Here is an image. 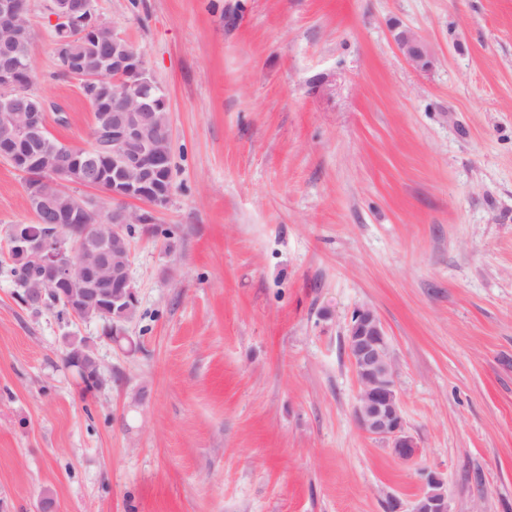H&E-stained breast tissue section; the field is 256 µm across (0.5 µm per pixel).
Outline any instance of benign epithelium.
<instances>
[{"mask_svg":"<svg viewBox=\"0 0 512 512\" xmlns=\"http://www.w3.org/2000/svg\"><path fill=\"white\" fill-rule=\"evenodd\" d=\"M28 0H0V114L11 131L10 144L0 149L18 169L36 167L39 176L29 193L32 209L38 210L54 227L48 240L30 241L19 234L11 240V254L32 257L38 267L39 283L61 298L76 317L93 309L110 316L126 310L138 296L129 274V254L125 227L153 223L152 212L168 204L171 191L161 184V176L172 160L169 125L160 118L168 115L164 89L159 87L137 50L104 22L95 12L94 0H49V18L56 32V52L72 59V70H87L73 57L71 37L76 30L92 39L112 38V63H104L94 76L97 101L110 99L112 89L105 74L112 73L124 84L125 104L112 109V121L102 126L104 143L95 148L76 150L61 160L58 153L36 158L20 152L28 142L42 139L47 121L39 120L48 103L41 97H22L28 64L25 48L29 40ZM394 42L411 66L425 70L431 66L428 43L408 28L393 35ZM76 173L74 184L96 188L104 173L112 174V223L93 219L101 211L86 206L89 198L76 196V204L66 218L51 205L50 188L60 184L62 169ZM138 201L143 209L129 206ZM350 362L358 382L353 409L356 426L366 435L385 443L390 452L406 463L421 459V445L407 429L398 386L397 363L390 349L388 332L369 307L357 309L348 325L346 337ZM429 489L413 502L410 512H448V493L444 482L431 474Z\"/></svg>","mask_w":512,"mask_h":512,"instance_id":"7a95c632","label":"benign epithelium"}]
</instances>
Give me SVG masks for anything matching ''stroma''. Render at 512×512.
<instances>
[{"mask_svg": "<svg viewBox=\"0 0 512 512\" xmlns=\"http://www.w3.org/2000/svg\"><path fill=\"white\" fill-rule=\"evenodd\" d=\"M170 110L173 189L139 229V298L97 320L17 297L26 176L0 161V512H386L427 474L449 512H512V0H95ZM33 93L92 144L29 0ZM420 35L406 63L395 27ZM376 311L420 464L356 427L345 338ZM85 338L102 370L62 365ZM394 42L404 59L411 66L425 70L431 66L432 52L428 43L408 28L397 29Z\"/></svg>", "mask_w": 512, "mask_h": 512, "instance_id": "obj_1", "label": "stroma"}]
</instances>
